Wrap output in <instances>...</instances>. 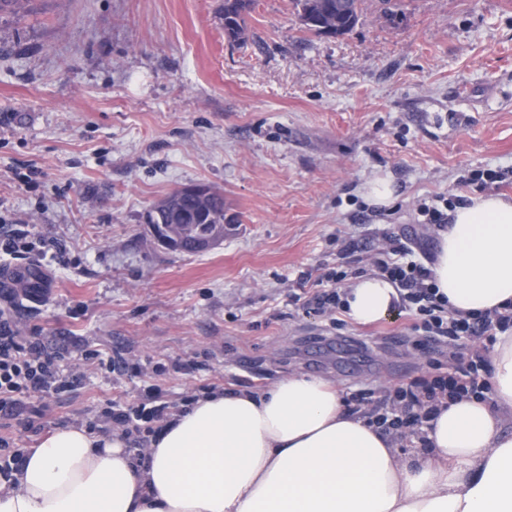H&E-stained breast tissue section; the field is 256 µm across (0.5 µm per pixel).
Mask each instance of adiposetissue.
<instances>
[{
  "label": "adipose tissue",
  "instance_id": "obj_1",
  "mask_svg": "<svg viewBox=\"0 0 512 512\" xmlns=\"http://www.w3.org/2000/svg\"><path fill=\"white\" fill-rule=\"evenodd\" d=\"M431 266L448 307L512 302V200L480 195L448 213ZM344 312L366 325L400 301L384 275L357 277ZM491 398L441 407L430 442L401 457L321 376L260 392L214 390L172 413L137 460L120 433L54 430L0 476V512H512V331L488 352Z\"/></svg>",
  "mask_w": 512,
  "mask_h": 512
}]
</instances>
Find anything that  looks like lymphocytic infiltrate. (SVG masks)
Masks as SVG:
<instances>
[{"instance_id": "lymphocytic-infiltrate-1", "label": "lymphocytic infiltrate", "mask_w": 512, "mask_h": 512, "mask_svg": "<svg viewBox=\"0 0 512 512\" xmlns=\"http://www.w3.org/2000/svg\"><path fill=\"white\" fill-rule=\"evenodd\" d=\"M414 251L400 240L380 252L376 271L395 284L403 311L414 319V347H448L457 350L462 339L484 337L494 343L496 334L512 330V302L480 313L450 311L439 297L432 271L414 259ZM427 377L402 384L378 396L371 390L349 394V411L362 413L399 440L424 448L426 427L444 401L462 398L486 400L490 391L488 363L482 350H472L466 366L431 361ZM76 378L71 363L60 349L29 336L16 326L8 310L0 309V420L23 416L31 431H38L46 417L48 397L69 390ZM168 404L158 386L144 389L140 402L111 403L108 411L113 428L124 436L153 434L167 415Z\"/></svg>"}]
</instances>
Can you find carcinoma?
I'll list each match as a JSON object with an SVG mask.
<instances>
[{"mask_svg": "<svg viewBox=\"0 0 512 512\" xmlns=\"http://www.w3.org/2000/svg\"><path fill=\"white\" fill-rule=\"evenodd\" d=\"M365 0H294V7L303 28L317 36L340 38L359 23ZM255 9V0H224V35L232 45L241 46L249 40L248 20ZM178 224L177 236L161 231L169 246L177 250L192 241L207 240L224 232V194L206 184L200 193L176 189L148 213V222Z\"/></svg>", "mask_w": 512, "mask_h": 512, "instance_id": "cac0c4a2", "label": "carcinoma"}]
</instances>
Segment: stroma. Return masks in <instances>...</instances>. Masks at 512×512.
Instances as JSON below:
<instances>
[{
  "instance_id": "obj_1",
  "label": "stroma",
  "mask_w": 512,
  "mask_h": 512,
  "mask_svg": "<svg viewBox=\"0 0 512 512\" xmlns=\"http://www.w3.org/2000/svg\"><path fill=\"white\" fill-rule=\"evenodd\" d=\"M224 0H28L0 14V236L53 244L6 268L45 276L16 325L72 354L79 377L49 399L46 430L97 419L160 385L172 404L217 387L260 389L294 372L344 393L425 375L413 319L345 323L367 369L349 372L326 314L290 310L302 274L373 273L419 201L456 194L474 169H512V0H366L341 38L301 26L292 0H257L247 45L224 36ZM391 176L384 209L361 194ZM224 193V239L197 255L147 223L175 188ZM358 243L341 258L339 242ZM121 352L123 373L84 351Z\"/></svg>"
}]
</instances>
